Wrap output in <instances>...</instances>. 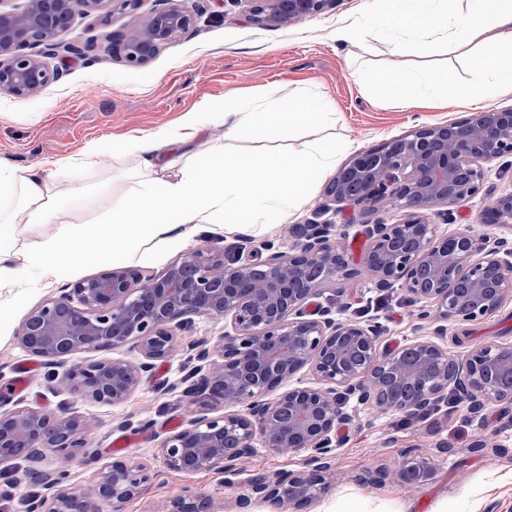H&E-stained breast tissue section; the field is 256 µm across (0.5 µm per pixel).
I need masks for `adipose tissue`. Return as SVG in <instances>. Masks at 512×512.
<instances>
[{
  "mask_svg": "<svg viewBox=\"0 0 512 512\" xmlns=\"http://www.w3.org/2000/svg\"><path fill=\"white\" fill-rule=\"evenodd\" d=\"M370 31L383 35L396 54L412 39L462 61L473 51L482 54L474 78L463 87L424 59L375 75L357 71L360 81L375 85L400 107L436 104L451 95L473 103L491 94H512V0H386L382 12L339 27L336 40L351 44ZM335 119L333 105L325 100L266 92L249 111L221 113L217 123L229 137H267L294 125H327ZM198 131L197 117L188 114L174 127L120 139L114 151L135 157L134 180L121 203L93 224L74 215L81 201L109 193V185H70L65 192L60 185L99 166L97 144L49 168L0 159V297L21 286L52 283L65 266L160 256L203 232L264 235L269 217L295 216L336 166L335 146L322 141L305 142L292 152L229 156L220 148L197 150ZM46 224L57 225V232L43 234ZM20 253L26 260L21 271L14 266Z\"/></svg>",
  "mask_w": 512,
  "mask_h": 512,
  "instance_id": "1",
  "label": "adipose tissue"
}]
</instances>
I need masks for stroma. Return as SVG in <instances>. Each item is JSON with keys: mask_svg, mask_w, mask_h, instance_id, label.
Masks as SVG:
<instances>
[{"mask_svg": "<svg viewBox=\"0 0 512 512\" xmlns=\"http://www.w3.org/2000/svg\"><path fill=\"white\" fill-rule=\"evenodd\" d=\"M194 17L191 30L142 66L127 64L119 53L100 54L94 61L60 60L62 77L42 93L18 97L0 91V157L19 166H39L48 161L65 162L77 156L88 141L102 148L108 164L79 174L77 183H108L111 194L86 201L84 219L99 217L117 203L130 183L125 175L135 166L133 157L113 154L112 143L123 136L174 126L193 110L220 112L225 100L252 102L255 94L277 96L304 91L329 100L336 122L322 128L308 125L270 138L243 135L225 137L223 127L210 123L200 133L197 147L223 148L225 154H263L296 150L303 142L322 139L342 146L337 164L345 166L359 152L410 133L423 125L451 123L471 113L512 109V96H488L467 104L448 99L432 107L403 109L371 86L357 81L354 70L399 68L419 58L422 49L410 44L402 55L392 54L383 36L368 35L344 47L335 32L344 20L366 11L379 12L382 0H335L321 12L289 27L258 24L235 0H183ZM127 16L122 10L109 14L76 16L62 34L65 42L92 41L104 31H122ZM327 180L316 190L293 220L275 224L260 237L246 234H200L192 248L222 250L241 247L242 259H250L264 245L285 250L295 245L298 224L347 226L349 255L359 262L367 247V225L401 219L398 211L362 212L340 203L322 210L327 200ZM512 191V157L485 166L484 191L453 204L428 211L438 229L472 228L479 243L502 237L504 229L481 221L490 195ZM99 266L61 268L57 279L42 288H18L9 305L13 316L0 326V396L10 406L42 409L64 416L78 413L91 418L93 445L84 449V462L74 465L69 486L85 488L116 460L148 465L154 477L142 493L122 503H109L104 512H166L168 502L187 495L209 498L216 512H232L234 501L245 492L250 479L279 470L301 468L307 452L270 454L257 451L237 465L233 482L217 473H177L166 468L159 453L161 441L182 429L190 418L181 381L198 366L192 344L206 337L218 340L223 324L194 317L191 327L176 331L175 351L144 373L126 401L118 405L93 403L70 386L65 374L70 366L91 360V353L72 355L67 361L39 362L29 388L14 392L11 384L18 362L32 356L18 342L16 333L29 312L75 282L99 273ZM320 303L342 318H357V308L370 306L369 320L379 322L380 348L390 349L408 339L428 336L431 325L420 320L417 307L401 287L377 290L366 277L324 285ZM512 343V301L492 315L471 323L448 327V352L461 357L485 344ZM347 415L333 438L334 468L327 489L306 512H432L447 502L448 512H512V406H493L482 419L471 418L466 404L443 401L429 415L381 413L337 394ZM120 436L132 437L127 448L114 447ZM447 442V453L438 455L437 472L424 483L407 486L397 475L405 449H434ZM484 449H477V442ZM52 451L34 458L21 457L0 463V487L13 484V497L0 495V512H21L24 496L51 497L55 489L35 481L33 472L51 467Z\"/></svg>", "mask_w": 512, "mask_h": 512, "instance_id": "stroma-1", "label": "stroma"}]
</instances>
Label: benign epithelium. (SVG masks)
<instances>
[{
	"label": "benign epithelium",
	"instance_id": "7a95c632",
	"mask_svg": "<svg viewBox=\"0 0 512 512\" xmlns=\"http://www.w3.org/2000/svg\"><path fill=\"white\" fill-rule=\"evenodd\" d=\"M140 0H21L0 8V91L34 95L58 79L47 59L94 60L118 42L124 59L142 65L186 34L194 18L181 0H158L147 15ZM251 5L252 19L290 26L322 11L333 0H235ZM125 11L122 33L104 31L99 41L78 46L59 40L76 14ZM512 156V109L474 112L412 133L355 155L329 182L337 203L365 212L396 209L404 218L371 224L369 245L357 266L350 264L348 231L336 236L296 226L300 243L274 251L256 263L238 256L196 249L159 276L132 269L104 270L76 282L31 311L17 333L20 345L49 363L82 352L115 350L134 342L140 358L92 359L71 368L68 380L95 403L119 404L154 362L171 356L172 328L195 316L224 322L215 343L196 345L197 358L216 367L189 386L184 397L199 413L160 446L164 464L178 473L231 474L236 462L262 448L269 453L310 452L300 470L259 475L238 507L273 502L303 512L327 486L335 454L332 435L345 416L338 390L383 410L424 416L450 385L463 389L473 418L492 405L512 402V344L468 350L448 362V322H471L512 300V248L499 239L482 247L468 230L438 232L426 211L466 200L483 185L484 165ZM482 223L512 224V192L490 200ZM366 275L378 288L401 284L418 304V316L433 325L432 336L416 337L395 349L378 347L379 326L340 319L329 307L307 312L328 282ZM308 382H292L301 371ZM275 396H270V393ZM224 412L210 414V400ZM89 418L53 416L33 408L0 410V463L36 457L45 448L56 465L35 479L58 488L32 512H102L108 502L138 496L150 479L147 468L114 462L85 489L64 487L67 467L89 446ZM432 457L415 448L403 455L399 477L420 484L434 476ZM167 512H213L211 502L188 495L170 501Z\"/></svg>",
	"mask_w": 512,
	"mask_h": 512
}]
</instances>
